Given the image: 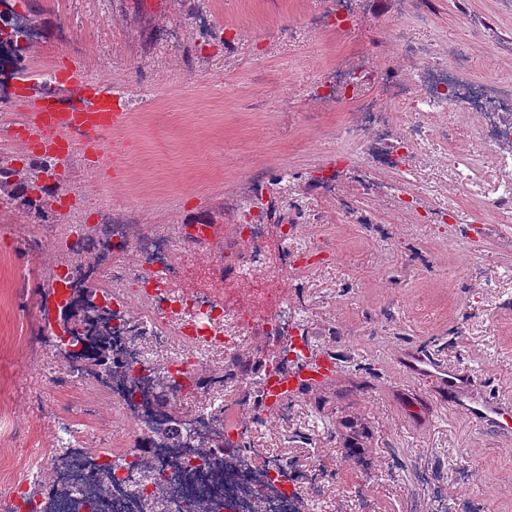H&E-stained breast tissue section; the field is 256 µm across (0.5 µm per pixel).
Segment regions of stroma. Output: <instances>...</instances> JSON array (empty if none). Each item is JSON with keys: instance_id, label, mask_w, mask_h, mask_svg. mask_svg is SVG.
<instances>
[{"instance_id": "obj_1", "label": "stroma", "mask_w": 512, "mask_h": 512, "mask_svg": "<svg viewBox=\"0 0 512 512\" xmlns=\"http://www.w3.org/2000/svg\"><path fill=\"white\" fill-rule=\"evenodd\" d=\"M16 18L37 19L22 41L24 75H0V157L17 170L37 155L12 129L32 101L22 88L49 87L48 71L82 63L111 84L125 123L102 134L115 149L91 166L68 158L40 175L32 198L52 211L29 223L0 207V512L8 484L36 457L63 448L57 430L89 448H126V420L88 379L69 380L55 346L37 340L42 300L66 269L61 241L73 232L131 224L175 236L185 224H233L264 189L271 252L280 227H298L308 266L289 290L303 300L298 331L308 361L335 358L332 380L296 399L288 420L257 440L309 462L324 440L336 484L300 512H512V432L473 424L429 378L408 376V349L467 374L476 392L512 404V226L487 219L449 241L439 211L467 218L470 191L448 183L447 136L466 123L451 110L430 119L407 158L415 175L408 206L393 173L364 162L340 168L356 148L353 104L315 96L328 72L366 58L371 70L408 77L424 67L410 44L461 61L464 79L512 76V0H346L351 22L336 28V0H7ZM392 20L406 38L384 36ZM195 291L232 302L208 243L195 248ZM431 476L441 496L418 482Z\"/></svg>"}]
</instances>
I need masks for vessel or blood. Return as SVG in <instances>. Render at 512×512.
Returning <instances> with one entry per match:
<instances>
[{
    "label": "vessel or blood",
    "mask_w": 512,
    "mask_h": 512,
    "mask_svg": "<svg viewBox=\"0 0 512 512\" xmlns=\"http://www.w3.org/2000/svg\"><path fill=\"white\" fill-rule=\"evenodd\" d=\"M34 108L21 122L24 138L42 153L61 156L63 149H75L71 134L76 130H109L122 120L121 113L112 107V90L105 85L88 83L79 67H71L59 81L57 91L34 93ZM402 364L409 375L435 376L443 394L452 407L463 410L473 421L490 427L511 431L512 410L490 397H474L470 382L464 375L440 366L437 361L420 351L404 354ZM333 365L328 359L303 365L288 374L275 386L267 388L266 403L275 405L282 397L293 394L302 385H316L332 376Z\"/></svg>",
    "instance_id": "1"
}]
</instances>
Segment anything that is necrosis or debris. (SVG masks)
I'll list each match as a JSON object with an SVG mask.
<instances>
[{"mask_svg": "<svg viewBox=\"0 0 512 512\" xmlns=\"http://www.w3.org/2000/svg\"><path fill=\"white\" fill-rule=\"evenodd\" d=\"M418 52L425 59L418 78L398 79L388 71L379 73L382 98L357 96L363 77L358 67L324 76L319 87L335 89L341 99L353 101L359 139L399 125L405 129L402 144L407 151L413 150L424 134L422 126L410 123V116L444 105L473 114L476 125L451 133L450 152L458 154L470 141L494 147L500 159V178L492 193L476 195L472 221L478 224L493 215L500 223L512 224V81L489 77L473 84L457 77L455 68L430 48L422 46ZM131 231V225L111 224L106 235L95 242L108 256L124 243L134 242L143 259L133 271L110 263L104 268L108 282L105 298L118 313L149 296L151 290L179 287L192 276L189 252L174 255V243L168 237H135ZM223 254L231 258L236 278L266 265L269 253L258 213L248 212L243 223L233 225L232 242ZM158 270L163 279L155 278ZM248 287L252 301L241 307L201 294L173 305L163 300L151 304L142 314V335L119 339L123 361L134 371H142L148 344L170 331L188 339L183 354L165 363L174 402L198 376L202 353L214 351L227 358L247 353L257 334L272 341L289 337L288 347L271 358L264 370L268 376L286 373L308 350L306 342L294 337L292 316L297 306L286 290L266 289L258 280H249ZM188 312L193 315L191 321L169 326L170 314ZM247 386V374L225 372L223 384L212 388L213 395L223 401V411L211 406L196 412L163 447L132 451L71 447L33 461L26 478L7 490L11 512H189L199 500L206 501L209 512H295L300 495L320 501L336 481L335 471L322 464L331 456V449H318L317 462L300 465L283 455L251 447L253 434L268 428L270 418L287 420L295 404L284 398L273 412L259 410ZM108 389L130 425L131 439H138L146 421L165 425L151 382H144L142 391L133 396L116 382ZM202 441L209 443V451L199 449ZM99 482L107 485L105 494L93 493Z\"/></svg>", "mask_w": 512, "mask_h": 512, "instance_id": "necrosis-or-debris-1", "label": "necrosis or debris"}]
</instances>
